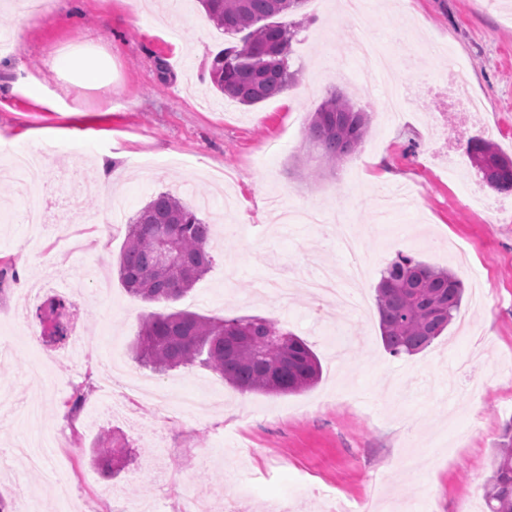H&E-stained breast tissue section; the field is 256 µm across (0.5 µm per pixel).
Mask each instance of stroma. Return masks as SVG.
Instances as JSON below:
<instances>
[{"label": "stroma", "mask_w": 512, "mask_h": 512, "mask_svg": "<svg viewBox=\"0 0 512 512\" xmlns=\"http://www.w3.org/2000/svg\"><path fill=\"white\" fill-rule=\"evenodd\" d=\"M340 10L338 0H308L288 14L298 30V80L245 106L211 82L212 60L230 40L198 0H51L36 18L0 0V30L13 44L0 57V150L42 151L54 177L97 170L103 160L122 172L117 185L90 192L79 180L62 184L63 194L80 199L67 214L85 234L80 252L56 246V225L17 222L26 202L0 180V269H13L0 280V349L9 351L0 361V448L38 437L44 463L37 469L18 457L0 469V500L11 512L29 503L39 512H112L115 494L138 500L143 512H225L242 479L250 487L244 512H320L326 491L353 510L375 492L377 512L411 502L420 512H487L481 487L512 422V193L493 192L487 210L474 203L482 177L467 147L490 128L512 156V0H366L362 13L341 21ZM355 27L398 72L427 74L397 120L385 118L383 91L319 66L331 54L357 69L349 51ZM74 48L109 57L103 84L50 69L53 57ZM453 69L465 72L477 115L460 112ZM35 81L42 96L27 91ZM333 91L367 112L370 131L356 153L322 170L304 133ZM379 164L392 180L373 179ZM167 189L192 206L226 196L200 213L212 224L213 263L170 310L278 322L318 356L316 386L292 395L241 392L197 364L160 377L198 399L197 419H163L146 398L111 423L97 421L111 354L136 367L139 320L157 309L119 281L125 224L97 226L109 200L130 217ZM275 196L292 209L340 214L359 237L368 267L364 322L304 293L286 306L256 295L273 263L287 275L318 264L341 275L348 268L336 225L279 224L257 205ZM451 238L462 258L442 248ZM400 254L451 270L465 293L429 347L394 357L380 338L376 285ZM49 267L62 289L20 294V280L37 283ZM54 298L67 306L69 329L96 340L79 358L69 340H56L54 316L37 317ZM78 391L84 401L71 417L65 405ZM104 433L126 454L110 479L90 464ZM154 468L168 480L153 485ZM48 469L59 473L57 484H46Z\"/></svg>", "instance_id": "1"}]
</instances>
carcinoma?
Instances as JSON below:
<instances>
[{"instance_id":"1","label":"carcinoma","mask_w":512,"mask_h":512,"mask_svg":"<svg viewBox=\"0 0 512 512\" xmlns=\"http://www.w3.org/2000/svg\"><path fill=\"white\" fill-rule=\"evenodd\" d=\"M210 20L240 44L215 55L211 79L225 97L253 106L297 81L289 56L294 32L275 21L305 0H199ZM369 132L367 113L332 94L313 113L306 142L331 168L355 153ZM471 161L493 189L512 192V158L494 142H469ZM166 225L177 246V262L159 264L153 226ZM212 228L170 190L154 195L127 223L118 277L131 295L150 303L174 302L193 290L212 263ZM463 281L445 269L400 256L380 272L376 287L381 339L394 357L427 348L448 328L464 297ZM136 360L157 373L200 364L239 391L272 395L302 392L319 380L320 363L306 341L260 317L210 318L188 311L150 313L133 347ZM495 454L492 475L482 486L488 512H512V423ZM91 464L106 477L123 466V450L107 436L92 451Z\"/></svg>"}]
</instances>
